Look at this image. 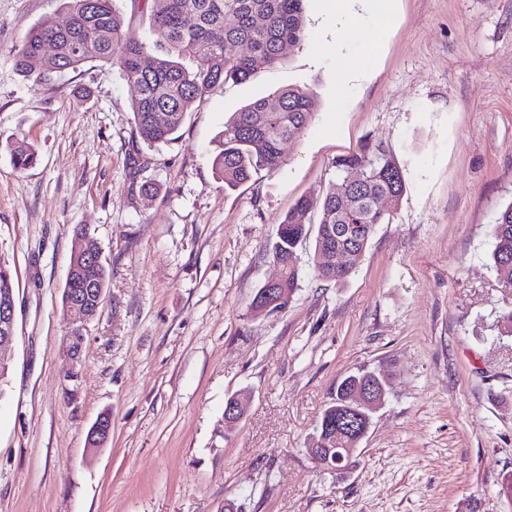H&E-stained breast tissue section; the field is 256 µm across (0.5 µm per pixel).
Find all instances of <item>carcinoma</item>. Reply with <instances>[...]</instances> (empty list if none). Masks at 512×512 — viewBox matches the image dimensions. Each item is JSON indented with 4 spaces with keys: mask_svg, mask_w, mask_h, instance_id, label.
<instances>
[{
    "mask_svg": "<svg viewBox=\"0 0 512 512\" xmlns=\"http://www.w3.org/2000/svg\"><path fill=\"white\" fill-rule=\"evenodd\" d=\"M70 23L62 28L47 18L35 24L14 50L16 70L31 76V60L41 57L36 85L75 70L89 61L119 69L133 90L132 113L136 132L146 142L172 140L193 104L228 81L242 83L256 72L277 66L284 50L302 44L306 36L305 0H151L147 21L153 39L127 38L125 20L115 0H65ZM247 51H241L242 46ZM193 67L188 69L183 60ZM313 93L288 86L233 113L224 123L222 149L214 159L224 185L236 188L262 172L273 174L284 164L282 146L300 137L314 119ZM15 168L26 170L37 161L36 150L23 140L10 145ZM338 181L322 196L302 197L277 226L269 254L281 276L272 293L258 290L253 300L269 305L276 315L291 302L298 288L297 251L310 236L303 222L319 213L311 267L320 280L341 283L360 262L375 229L389 224L390 211L382 201L399 200L405 189L400 166L379 145H363L358 152L336 160ZM360 172L355 182L349 172ZM84 242L71 260L62 299L85 288L86 254L99 250L85 228L76 231ZM491 259L498 281L512 288V202L497 215L491 228ZM351 254L342 269L326 266L324 252Z\"/></svg>",
    "mask_w": 512,
    "mask_h": 512,
    "instance_id": "carcinoma-1",
    "label": "carcinoma"
}]
</instances>
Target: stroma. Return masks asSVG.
<instances>
[{"instance_id": "obj_1", "label": "stroma", "mask_w": 512, "mask_h": 512, "mask_svg": "<svg viewBox=\"0 0 512 512\" xmlns=\"http://www.w3.org/2000/svg\"><path fill=\"white\" fill-rule=\"evenodd\" d=\"M333 2L305 0L300 46L150 144L118 68L40 86L16 72L14 49L43 18L65 22L64 0H0V262L17 303L0 512H512V288L490 259L512 202V0H384L383 31L367 12L337 20ZM288 85L313 91V123L278 172L225 188V121ZM18 139L38 154L23 172ZM367 143L402 170L391 223L340 284L315 277L303 245L287 311L252 316L279 273V221ZM80 227L110 280L76 364L62 291ZM361 369L389 394L336 474L308 449ZM240 393L248 411L225 427ZM104 412L111 434L89 449Z\"/></svg>"}]
</instances>
